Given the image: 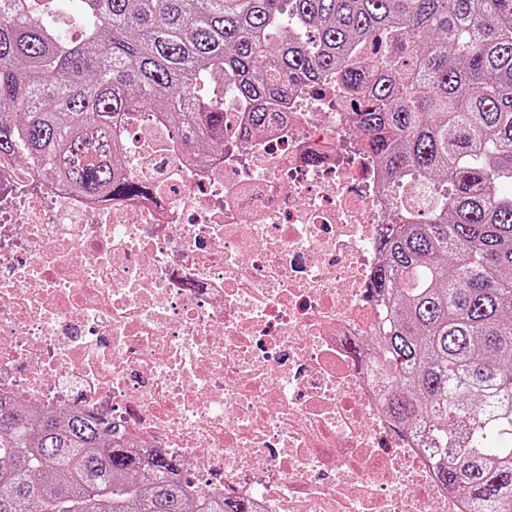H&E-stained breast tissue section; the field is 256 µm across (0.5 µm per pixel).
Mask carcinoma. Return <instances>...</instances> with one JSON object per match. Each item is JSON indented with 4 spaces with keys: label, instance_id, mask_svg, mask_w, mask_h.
Instances as JSON below:
<instances>
[{
    "label": "carcinoma",
    "instance_id": "1",
    "mask_svg": "<svg viewBox=\"0 0 512 512\" xmlns=\"http://www.w3.org/2000/svg\"><path fill=\"white\" fill-rule=\"evenodd\" d=\"M332 76L390 182L446 180L380 246L378 392L437 478L496 512L512 501V0H0V157L145 197L121 137L138 113L220 144L224 80L254 133ZM127 445L0 399V512H251L188 498L178 459Z\"/></svg>",
    "mask_w": 512,
    "mask_h": 512
}]
</instances>
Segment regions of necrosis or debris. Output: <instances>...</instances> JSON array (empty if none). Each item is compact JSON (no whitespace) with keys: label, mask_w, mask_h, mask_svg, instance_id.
<instances>
[{"label":"necrosis or debris","mask_w":512,"mask_h":512,"mask_svg":"<svg viewBox=\"0 0 512 512\" xmlns=\"http://www.w3.org/2000/svg\"><path fill=\"white\" fill-rule=\"evenodd\" d=\"M352 112L330 79L247 138L225 93L204 164L141 113L122 140L144 198L0 159V396L112 423L253 512H467L394 427L367 343L388 217L432 186L385 184Z\"/></svg>","instance_id":"obj_1"}]
</instances>
